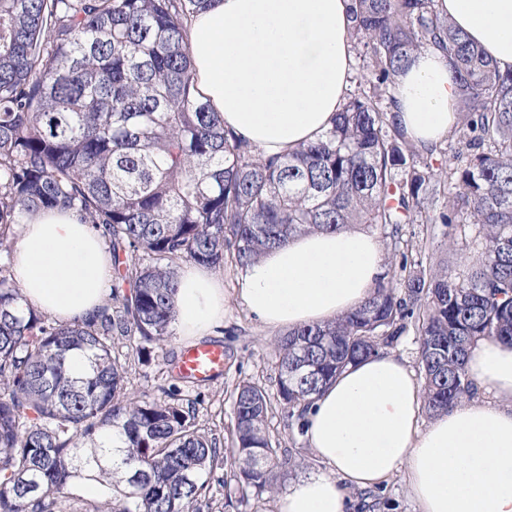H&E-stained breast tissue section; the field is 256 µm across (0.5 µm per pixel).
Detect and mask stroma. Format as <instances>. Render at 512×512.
Here are the masks:
<instances>
[{
	"instance_id": "obj_1",
	"label": "stroma",
	"mask_w": 512,
	"mask_h": 512,
	"mask_svg": "<svg viewBox=\"0 0 512 512\" xmlns=\"http://www.w3.org/2000/svg\"><path fill=\"white\" fill-rule=\"evenodd\" d=\"M447 229L440 224H407L402 230L400 244L382 239L387 265H398L402 255L429 266L436 263L448 265L453 271H462L477 247L469 241L457 244L455 251L444 246ZM224 282V323L212 332L211 341L224 347V374L222 377L200 383L185 382L181 385L184 399H201L198 420L215 434L220 447L233 443L235 391L240 382L251 381L259 385L272 398L268 413V431L273 442L282 451L296 458L298 466L288 473V480H296L322 465L308 448L304 437L288 424V415L276 405L278 374L273 344L281 338L280 330L259 322L242 305L238 296L239 271L232 264L218 269ZM186 341L174 337L153 352L151 364L141 365L136 355L127 348L125 340H117L112 355L127 372V386L135 392H156L166 384L167 373ZM347 512H416L407 484L402 476H394L382 487L374 490L347 489ZM208 512H276V502L265 494L248 492L240 494L235 486H213Z\"/></svg>"
}]
</instances>
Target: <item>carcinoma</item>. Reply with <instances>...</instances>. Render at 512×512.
<instances>
[{"mask_svg":"<svg viewBox=\"0 0 512 512\" xmlns=\"http://www.w3.org/2000/svg\"><path fill=\"white\" fill-rule=\"evenodd\" d=\"M212 0H0V253L22 219L75 213L101 232L112 265L103 304L60 323L31 309L11 262H0V512H63L98 471L84 512H203L224 449L183 402L180 372L161 396L127 391L112 356L125 337L138 362L174 335L177 264L242 270L310 231L365 224L397 238L406 224L472 225L480 255L467 273L402 257L367 300L275 344L277 397L304 432L314 396L347 366L392 345L419 321L425 410L437 415L477 388L469 348L512 346V71L468 40L438 0H351L354 48L369 77L332 127L285 156L265 157L224 128L196 95L188 21ZM445 52L459 86L448 148L461 164L434 169L395 120L393 92L412 54ZM87 359L73 378L70 357ZM265 391L235 393L234 469L243 490L272 494L298 466L267 432ZM123 438L124 476L102 469V439Z\"/></svg>","mask_w":512,"mask_h":512,"instance_id":"1","label":"carcinoma"}]
</instances>
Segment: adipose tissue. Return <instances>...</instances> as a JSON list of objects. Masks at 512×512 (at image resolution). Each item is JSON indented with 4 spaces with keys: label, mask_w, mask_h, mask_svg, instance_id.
<instances>
[{
    "label": "adipose tissue",
    "mask_w": 512,
    "mask_h": 512,
    "mask_svg": "<svg viewBox=\"0 0 512 512\" xmlns=\"http://www.w3.org/2000/svg\"><path fill=\"white\" fill-rule=\"evenodd\" d=\"M349 0H214L188 22L199 93L224 126L264 155L291 152L326 132L344 106L354 66ZM457 28L500 70H512V0H441ZM396 120L428 148L456 123L448 56L415 53L393 92ZM385 256L359 229L290 239L241 272L239 296L264 325L291 331L355 309ZM23 309L68 322L104 300L110 260L101 236L69 211L23 219L12 259ZM172 328L209 335L224 319V283L210 270L178 274ZM467 376L485 400L423 421V395L403 356L383 351L349 365L306 413L308 447L326 464L277 492L278 512H346L347 487L403 474L417 512H512V347L477 340Z\"/></svg>",
    "instance_id": "obj_1"
}]
</instances>
